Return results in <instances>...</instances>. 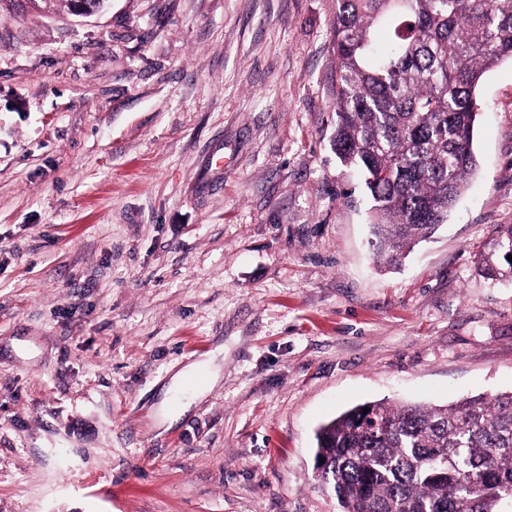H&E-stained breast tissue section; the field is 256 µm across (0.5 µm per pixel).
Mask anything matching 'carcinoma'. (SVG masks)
<instances>
[{
  "instance_id": "cac0c4a2",
  "label": "carcinoma",
  "mask_w": 512,
  "mask_h": 512,
  "mask_svg": "<svg viewBox=\"0 0 512 512\" xmlns=\"http://www.w3.org/2000/svg\"><path fill=\"white\" fill-rule=\"evenodd\" d=\"M332 149L372 200L369 244L398 264L448 219L477 168V89L512 59V0H336ZM512 224L479 251L512 278ZM368 412H363V408ZM341 512H500L512 491V394L359 404L315 433Z\"/></svg>"
}]
</instances>
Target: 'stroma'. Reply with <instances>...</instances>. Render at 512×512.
I'll return each mask as SVG.
<instances>
[{
    "label": "stroma",
    "instance_id": "stroma-1",
    "mask_svg": "<svg viewBox=\"0 0 512 512\" xmlns=\"http://www.w3.org/2000/svg\"><path fill=\"white\" fill-rule=\"evenodd\" d=\"M335 0H0V512H340L315 430L512 392V61L395 266L331 147ZM216 384L160 423L172 377ZM512 252V224H502L497 236L479 251L481 272L492 280L512 278V266L507 255Z\"/></svg>",
    "mask_w": 512,
    "mask_h": 512
}]
</instances>
